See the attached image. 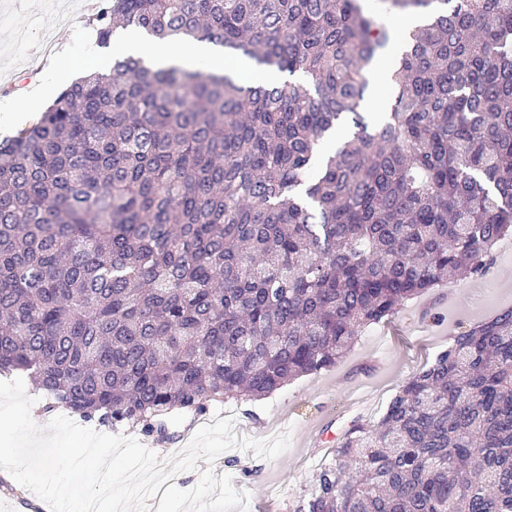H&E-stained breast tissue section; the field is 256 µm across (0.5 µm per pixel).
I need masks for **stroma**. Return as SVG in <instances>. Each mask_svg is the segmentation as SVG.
Here are the masks:
<instances>
[{
    "label": "stroma",
    "instance_id": "35a3bbf8",
    "mask_svg": "<svg viewBox=\"0 0 512 512\" xmlns=\"http://www.w3.org/2000/svg\"><path fill=\"white\" fill-rule=\"evenodd\" d=\"M102 0H0V102L18 112L28 103L21 90L42 79L50 95L63 80L45 75L49 60L69 53L70 77L95 72L98 45L89 24ZM50 34L53 48L42 51V34ZM487 273L443 284L409 301L386 322L370 326L336 366L299 377L273 394L235 406V432L253 439L289 433L290 445L275 460L238 449L223 452L214 465L198 461L196 470L177 474L182 489L196 485L198 474L213 468L227 474L235 489L251 492L250 512H293L303 489L327 456L317 437L339 432L351 420L378 417L399 387L434 355L447 348L452 336L512 308V240L500 241ZM194 417L174 419L172 440L156 441L139 426L114 427V434L137 439L162 456L182 450L194 434ZM256 468L250 480H241L239 464ZM0 512H49L47 504L0 471Z\"/></svg>",
    "mask_w": 512,
    "mask_h": 512
}]
</instances>
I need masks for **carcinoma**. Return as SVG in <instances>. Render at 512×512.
<instances>
[{"mask_svg":"<svg viewBox=\"0 0 512 512\" xmlns=\"http://www.w3.org/2000/svg\"><path fill=\"white\" fill-rule=\"evenodd\" d=\"M104 0L285 77L117 54L0 142V375L164 440L333 367L512 236V0ZM396 42L393 104L368 73ZM295 512H512V309L338 434Z\"/></svg>","mask_w":512,"mask_h":512,"instance_id":"obj_1","label":"carcinoma"}]
</instances>
